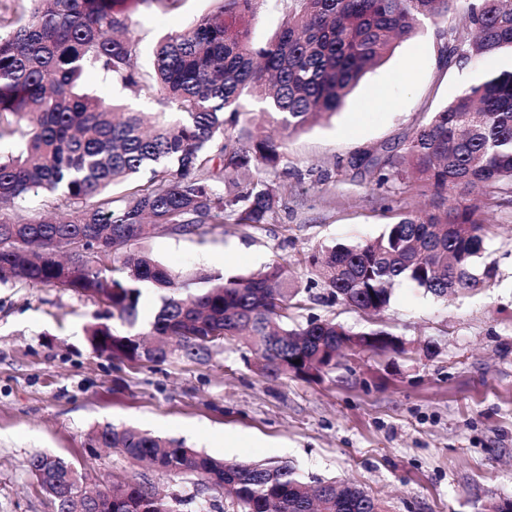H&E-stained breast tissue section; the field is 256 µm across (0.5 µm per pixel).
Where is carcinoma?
Segmentation results:
<instances>
[{"label":"carcinoma","mask_w":512,"mask_h":512,"mask_svg":"<svg viewBox=\"0 0 512 512\" xmlns=\"http://www.w3.org/2000/svg\"><path fill=\"white\" fill-rule=\"evenodd\" d=\"M0 0V140L23 149L0 153V205L43 195L53 220L24 207L0 210V284L74 291L104 308L87 329L95 353L164 363L175 355L204 363L213 348L241 334L260 353L268 376L313 379L336 366L352 336H376L353 353L394 347L383 330L353 331L306 309L295 272L274 262L257 276H183L151 255L128 251L156 225L193 233L206 224H266L280 208L273 182L247 183L241 171L276 175L284 138L328 119L370 70L424 19L449 58H509L432 113L403 141L355 152L377 188L418 183L432 210H404L380 237L308 256L329 295L379 313L391 285L409 280L441 299L485 288L497 275L484 263L493 234L484 208L512 199V0H288V22L257 44L252 21L264 0H213L187 30L164 36L151 75L137 66L138 43L115 0ZM462 4L466 23L442 25ZM94 69L134 93H150L173 112H122L80 90ZM265 103L241 122L243 100ZM454 204H448V198ZM166 292L143 355L133 329L142 289ZM300 363H295V360ZM98 448L157 461L164 472L196 473L239 512H386L348 483L308 488L288 461L237 463L134 427L101 426ZM29 470L53 512H173L146 486L120 482L81 490L69 460L38 454Z\"/></svg>","instance_id":"carcinoma-1"}]
</instances>
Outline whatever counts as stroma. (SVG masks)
<instances>
[{
	"label": "stroma",
	"instance_id": "35a3bbf8",
	"mask_svg": "<svg viewBox=\"0 0 512 512\" xmlns=\"http://www.w3.org/2000/svg\"><path fill=\"white\" fill-rule=\"evenodd\" d=\"M212 7L211 0L130 7L139 69L152 71L161 36L190 28ZM503 64L498 56L441 61L435 27L423 21L336 116L288 139L273 220L208 224L192 234L162 228L133 244L183 274L232 277L288 263L309 313L355 331H388L404 353L346 351L316 381L264 376L258 356L237 341L204 364L118 362L88 342L97 304L73 291L0 285V512H52L29 471L37 453L63 456L107 485L154 486L175 512H237L230 499L212 507L198 496V475L160 472L108 448L90 452V434L106 424L181 440L225 461H287L305 482L353 483L389 512H481L488 502L512 501V203L487 210L495 233L486 258L498 267L496 280L447 302L404 281L383 313L368 315L332 301L303 262L321 248L378 237L403 208L430 205L413 186L376 189L349 157L401 143ZM83 83L133 112L165 109L96 71Z\"/></svg>",
	"mask_w": 512,
	"mask_h": 512
}]
</instances>
